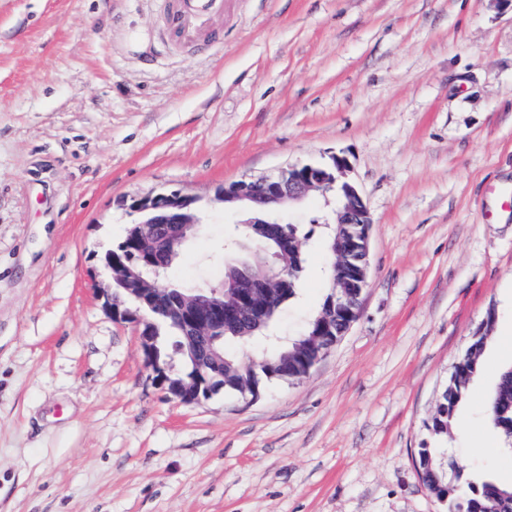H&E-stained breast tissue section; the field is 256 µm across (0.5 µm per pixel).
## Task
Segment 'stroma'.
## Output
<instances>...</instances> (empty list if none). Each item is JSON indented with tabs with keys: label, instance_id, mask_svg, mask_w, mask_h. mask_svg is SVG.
<instances>
[{
	"label": "stroma",
	"instance_id": "35a3bbf8",
	"mask_svg": "<svg viewBox=\"0 0 512 512\" xmlns=\"http://www.w3.org/2000/svg\"><path fill=\"white\" fill-rule=\"evenodd\" d=\"M158 0H0V512H445L417 450L474 336L448 446L512 483L488 427L512 362V0H227L223 44ZM345 157L371 219L358 319L259 397L173 400L97 289L131 200L205 222L175 281L224 274L223 184ZM277 332L320 306L313 235Z\"/></svg>",
	"mask_w": 512,
	"mask_h": 512
}]
</instances>
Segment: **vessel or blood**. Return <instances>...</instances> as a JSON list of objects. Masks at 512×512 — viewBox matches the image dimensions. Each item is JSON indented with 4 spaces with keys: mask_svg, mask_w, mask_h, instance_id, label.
I'll use <instances>...</instances> for the list:
<instances>
[{
    "mask_svg": "<svg viewBox=\"0 0 512 512\" xmlns=\"http://www.w3.org/2000/svg\"><path fill=\"white\" fill-rule=\"evenodd\" d=\"M167 36L176 42L205 48L220 42L221 35L210 21L223 14L225 0H161Z\"/></svg>",
    "mask_w": 512,
    "mask_h": 512,
    "instance_id": "vessel-or-blood-1",
    "label": "vessel or blood"
}]
</instances>
